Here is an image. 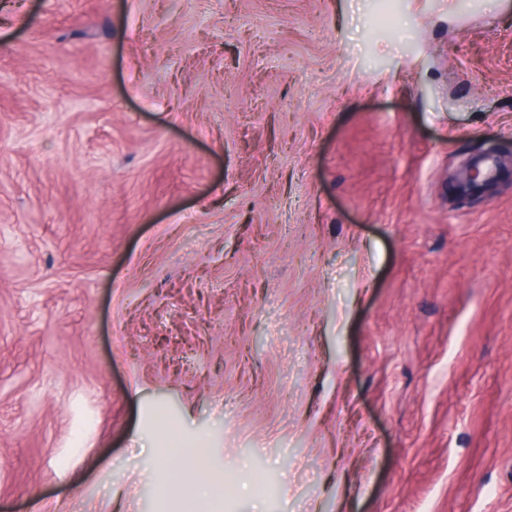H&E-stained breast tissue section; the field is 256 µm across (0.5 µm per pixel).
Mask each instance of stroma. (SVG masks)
I'll return each mask as SVG.
<instances>
[{"label": "stroma", "instance_id": "stroma-1", "mask_svg": "<svg viewBox=\"0 0 512 512\" xmlns=\"http://www.w3.org/2000/svg\"><path fill=\"white\" fill-rule=\"evenodd\" d=\"M385 8L0 0V512H512V0Z\"/></svg>", "mask_w": 512, "mask_h": 512}]
</instances>
